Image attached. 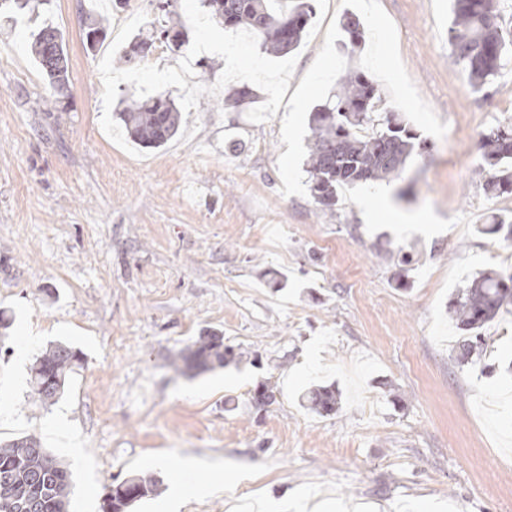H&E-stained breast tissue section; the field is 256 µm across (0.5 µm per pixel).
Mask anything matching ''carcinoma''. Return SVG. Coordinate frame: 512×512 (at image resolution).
Listing matches in <instances>:
<instances>
[{"mask_svg":"<svg viewBox=\"0 0 512 512\" xmlns=\"http://www.w3.org/2000/svg\"><path fill=\"white\" fill-rule=\"evenodd\" d=\"M274 0H203L226 28L244 27L256 34L266 53L283 57L301 44L313 14L309 0H291L286 12ZM499 0H453L448 44L454 61L481 90L512 65V38L499 23ZM288 29H283V24ZM35 63L50 89V96L64 94L68 83V56L60 30L43 24L32 34ZM154 41L133 40L126 61L147 57ZM381 96L363 73L349 71L336 91L312 113L307 158L310 195L325 214H336L341 188L357 183L402 178L408 161L417 153L415 134L395 115L380 119ZM119 118L129 136L146 148H160L178 132L182 115L174 101L163 94L119 101ZM482 166L486 171L483 193L489 199L512 194V123L496 124L481 134ZM482 235L512 240V221L496 216L478 228ZM512 304V274L481 272L450 303L451 318L466 337L458 346L463 365L488 368L483 362L486 341L481 329ZM234 357L223 338L208 334L177 351L171 365L183 374L198 375L222 368ZM80 361L66 344L51 346L30 368L34 395L53 402L62 393L68 373ZM308 409L319 414L335 411L336 392L330 387L303 395ZM159 481L151 475H132L104 487V500L112 512H128L137 501L155 496ZM70 472L32 435L0 441V512H68Z\"/></svg>","mask_w":512,"mask_h":512,"instance_id":"cac0c4a2","label":"carcinoma"}]
</instances>
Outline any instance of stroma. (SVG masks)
<instances>
[{
    "instance_id": "obj_1",
    "label": "stroma",
    "mask_w": 512,
    "mask_h": 512,
    "mask_svg": "<svg viewBox=\"0 0 512 512\" xmlns=\"http://www.w3.org/2000/svg\"><path fill=\"white\" fill-rule=\"evenodd\" d=\"M0 0V440L38 437L71 473L69 512H102L134 474L160 493L130 512H512V312L486 324L490 372L455 360L450 299L472 275L512 272V245L478 232L512 217L482 191L479 135L512 122V70L482 92L448 50L450 0H312L288 57L200 25L175 0L186 43L156 44L151 70L117 54L161 0ZM359 17L350 45L346 15ZM125 23L90 50L88 17ZM69 59L68 108L31 54L42 22ZM214 69H204V62ZM363 72L426 145L402 179L340 191L335 216L307 183L311 112L344 69ZM249 86L252 103L225 105ZM163 92L183 123L165 146L129 141L116 105ZM418 260L402 267L398 250ZM207 330L238 353L190 377L173 354ZM83 361L52 403L30 367L51 344ZM268 384L274 399L257 411ZM334 385L335 412L301 404ZM208 494L173 505L175 481Z\"/></svg>"
}]
</instances>
